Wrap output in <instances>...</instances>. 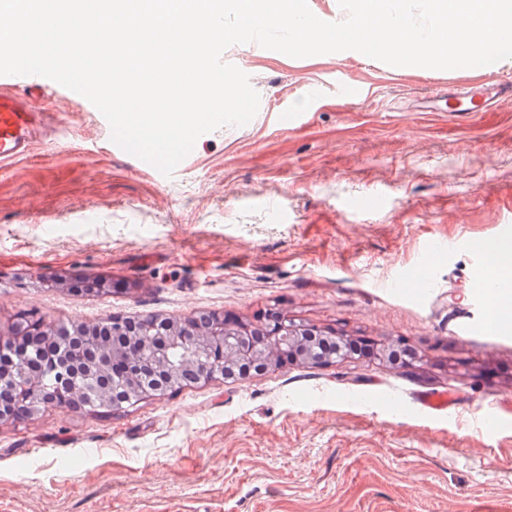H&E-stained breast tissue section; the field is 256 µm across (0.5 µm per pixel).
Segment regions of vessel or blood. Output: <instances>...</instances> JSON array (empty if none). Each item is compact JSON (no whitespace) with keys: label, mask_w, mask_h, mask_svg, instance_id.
<instances>
[{"label":"vessel or blood","mask_w":512,"mask_h":512,"mask_svg":"<svg viewBox=\"0 0 512 512\" xmlns=\"http://www.w3.org/2000/svg\"><path fill=\"white\" fill-rule=\"evenodd\" d=\"M35 75L0 77V166L26 158L34 149L43 125V116L35 112L20 87L38 83ZM512 96V86L501 82L483 89L476 84L459 86L448 96L447 109L458 115L487 112L491 97Z\"/></svg>","instance_id":"b4317fda"}]
</instances>
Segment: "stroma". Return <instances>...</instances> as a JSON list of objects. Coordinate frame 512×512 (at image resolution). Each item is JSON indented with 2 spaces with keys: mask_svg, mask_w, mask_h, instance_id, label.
I'll use <instances>...</instances> for the list:
<instances>
[{
  "mask_svg": "<svg viewBox=\"0 0 512 512\" xmlns=\"http://www.w3.org/2000/svg\"><path fill=\"white\" fill-rule=\"evenodd\" d=\"M222 59L260 104L201 136L172 175L115 144L46 81L45 132L0 168V328L200 312L382 342L350 358L145 400L0 423V512H512V330L475 239L512 242V102L449 118L400 105L512 66L413 74L369 57ZM103 277L117 289L78 291ZM449 392L453 405L424 406Z\"/></svg>",
  "mask_w": 512,
  "mask_h": 512,
  "instance_id": "35a3bbf8",
  "label": "stroma"
}]
</instances>
